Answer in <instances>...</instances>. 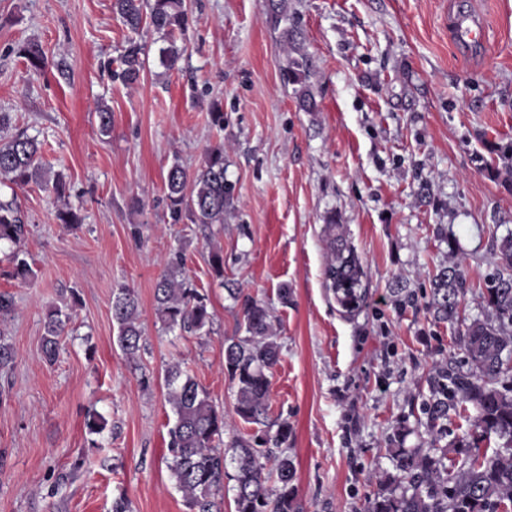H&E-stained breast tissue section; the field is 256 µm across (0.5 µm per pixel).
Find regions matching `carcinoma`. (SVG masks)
Segmentation results:
<instances>
[{"mask_svg":"<svg viewBox=\"0 0 512 512\" xmlns=\"http://www.w3.org/2000/svg\"><path fill=\"white\" fill-rule=\"evenodd\" d=\"M113 12L133 33L121 56V67L112 79L133 85L140 79L145 61L143 45L135 38L144 25L171 37L160 62L168 70L177 67L183 50L172 36L185 23L184 0H113ZM266 22L288 43L294 29L288 17L287 0H266ZM19 54L31 67L42 68V47L27 43ZM284 84H299L304 106L315 105L305 86L309 76L306 57L286 60L281 68ZM41 143L23 132L0 142V181L24 185L40 180L58 197H65L60 178L50 179L38 162ZM171 218L210 226L224 223V211L232 200V186L225 176L224 145L205 149L193 174L178 163L165 178ZM339 225L324 228L330 259L324 268L325 287L342 313L356 316L365 302L366 277L360 258L342 234ZM24 218L16 199H0V245L17 244L25 235ZM497 275L486 288L488 320L474 319L456 338L470 365L468 373L441 370L428 402L430 446L389 449L397 474L379 479L368 498L366 512H512V394L499 388V378L512 368V234L501 239L494 253ZM13 276L27 280L34 272L20 252L12 255ZM210 273L224 282V250L210 244ZM465 277L461 263L450 262L432 277L429 310L439 321H461ZM155 315L162 329L201 333L212 320L208 296L184 275L183 259L175 254L164 266L154 286ZM70 315L56 307L45 322L43 352L55 358ZM112 319L117 325V343L129 359L138 358L143 347L139 321V298L120 287L112 297ZM239 328L245 335L224 341V372L235 389V413L244 425L258 431L238 436L224 448L226 422L206 388L196 378L172 364L165 370L167 402L173 415L168 430V468L182 493L188 512H220L216 496L224 480L233 482L234 512H299L295 493L296 467L288 456L292 434L288 421H269L270 374L280 359V345L269 307L248 298L241 308ZM467 404L476 416L470 440H460L454 452L459 461L448 460V449L436 445L434 430L448 413ZM501 441L491 454L480 453V443Z\"/></svg>","mask_w":512,"mask_h":512,"instance_id":"1","label":"carcinoma"}]
</instances>
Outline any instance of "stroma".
<instances>
[{"label": "stroma", "instance_id": "1", "mask_svg": "<svg viewBox=\"0 0 512 512\" xmlns=\"http://www.w3.org/2000/svg\"><path fill=\"white\" fill-rule=\"evenodd\" d=\"M185 3L178 69L160 66L162 40L146 28V67L126 86L110 75L129 37L112 0H0V114L10 118L0 136H37L43 168L66 184L62 198L34 182L0 185L26 215L21 249L35 272L12 279L0 252V294L15 305L0 324L15 351L0 369V512H112L121 493L132 512H187L167 460L163 376L174 363L223 409L225 439L253 434L224 373L241 305L213 281L210 243L224 249L225 278L276 317L270 413L292 428L302 512H365L393 470L390 437L420 444L437 370L465 369L458 326L428 310L448 260L465 273L463 318L487 316L494 252L512 231V0H288L311 111L282 83L286 48L264 0ZM463 11L482 15L483 44L456 43L449 22ZM29 42L46 53L42 69L18 54ZM101 105L112 112L106 132ZM217 142L234 187L223 223L174 222L169 167L194 172ZM65 204L79 228L58 220ZM332 219L367 272L351 320L323 284ZM176 253L209 296V332H168L156 319L154 285ZM122 285L140 301L145 348L133 361L112 321ZM397 286L411 302L396 300ZM53 307L71 320L50 364ZM93 411L106 421L98 434L85 425Z\"/></svg>", "mask_w": 512, "mask_h": 512}]
</instances>
